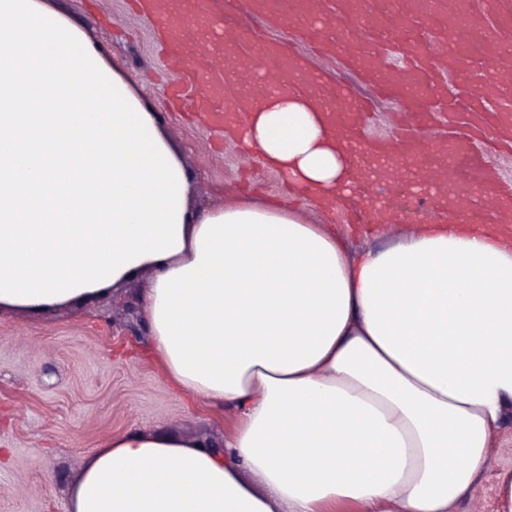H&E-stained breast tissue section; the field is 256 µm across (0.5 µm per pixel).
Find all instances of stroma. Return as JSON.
<instances>
[{
    "mask_svg": "<svg viewBox=\"0 0 512 512\" xmlns=\"http://www.w3.org/2000/svg\"><path fill=\"white\" fill-rule=\"evenodd\" d=\"M54 6L142 92L187 169L195 211L237 199L285 200L310 223L345 233L355 255L436 219L434 198L398 189L393 167L359 178L342 191L335 210L325 212L313 198L290 192L284 174L246 155L204 115L175 107L169 89L184 75L170 65L160 24L140 0H54ZM204 7L225 29L295 41L328 83L366 93L356 69L312 49L296 25H272L265 15L246 13L238 0H204ZM462 135L459 124L439 113L435 129L419 135L421 174H444L442 144ZM348 207L372 221V232L343 222ZM122 320L108 292L41 314L0 311V512H66L70 487L85 462L126 431L178 434L207 447L238 426L236 409L211 406L176 387L148 344H120L115 326ZM511 470L512 400L502 409L498 446L479 496H467L452 512H497L498 479Z\"/></svg>",
    "mask_w": 512,
    "mask_h": 512,
    "instance_id": "stroma-1",
    "label": "stroma"
}]
</instances>
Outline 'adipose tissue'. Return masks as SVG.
<instances>
[{
  "label": "adipose tissue",
  "mask_w": 512,
  "mask_h": 512,
  "mask_svg": "<svg viewBox=\"0 0 512 512\" xmlns=\"http://www.w3.org/2000/svg\"><path fill=\"white\" fill-rule=\"evenodd\" d=\"M326 112L284 91L232 134L331 209L355 164ZM189 212L129 81L50 0H0V308L148 273L153 357L242 413L220 455L113 437L67 512H448L481 482L512 400V226L425 224L352 258L280 203Z\"/></svg>",
  "instance_id": "adipose-tissue-1"
}]
</instances>
